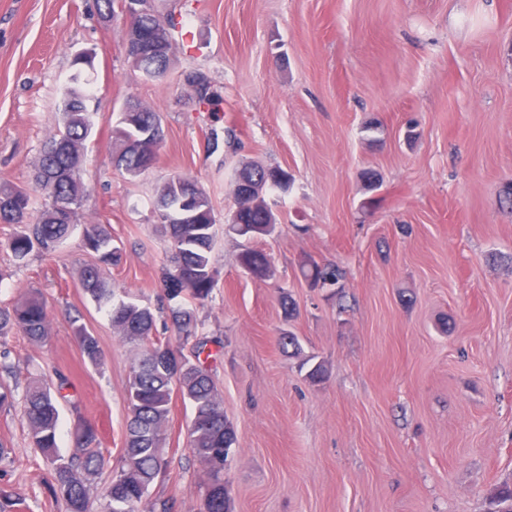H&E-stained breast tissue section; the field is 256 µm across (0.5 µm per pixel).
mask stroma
Returning a JSON list of instances; mask_svg holds the SVG:
<instances>
[{
	"mask_svg": "<svg viewBox=\"0 0 512 512\" xmlns=\"http://www.w3.org/2000/svg\"><path fill=\"white\" fill-rule=\"evenodd\" d=\"M183 23L165 77L134 71L126 22L94 0H0V182L34 186V160L59 126L76 51L94 48L81 221L107 224L121 260L115 288L157 305L171 245L154 222L161 184L180 174L209 195L217 230L212 294L197 311L220 340L214 372L237 442L224 463L230 512H491L512 483V0H155ZM207 73L224 103L198 111L185 72ZM154 106L164 140L156 166L129 179L112 166L110 134L127 100ZM382 129L366 132L370 121ZM418 137L405 142L406 123ZM256 161L288 171L269 195L272 235L253 248L274 275L239 264L243 240L224 224L234 171ZM378 172L366 189L361 172ZM0 225V301L27 287L47 301L39 345L9 337L17 381L68 386L58 444L77 416L97 428L110 463L125 442V386L138 353L84 296L95 257L83 231L52 256L12 261ZM345 271L342 295L308 287L305 259ZM296 303L285 316L281 295ZM99 341L84 359L71 321ZM302 353L284 355L281 332ZM323 363L313 383L304 360ZM151 499L200 512L206 474L187 449L189 404L173 396ZM15 462L0 488L19 512H64L46 490L50 466L31 443L21 404L0 408Z\"/></svg>",
	"mask_w": 512,
	"mask_h": 512,
	"instance_id": "35a3bbf8",
	"label": "stroma"
}]
</instances>
